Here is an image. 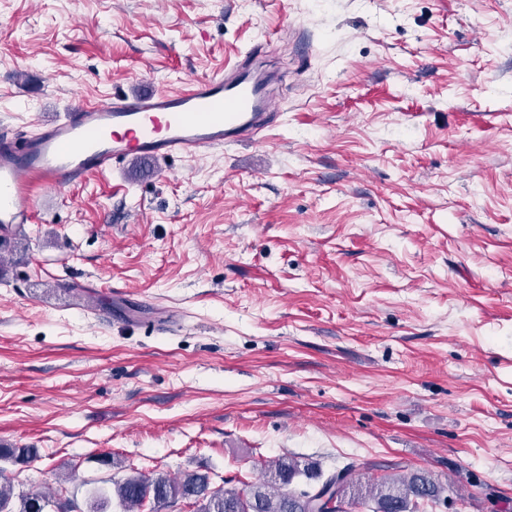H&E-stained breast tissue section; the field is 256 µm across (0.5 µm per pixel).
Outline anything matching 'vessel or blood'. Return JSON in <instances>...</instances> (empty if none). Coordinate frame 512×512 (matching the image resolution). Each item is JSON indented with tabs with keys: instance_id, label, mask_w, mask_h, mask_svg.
I'll return each instance as SVG.
<instances>
[{
	"instance_id": "vessel-or-blood-1",
	"label": "vessel or blood",
	"mask_w": 512,
	"mask_h": 512,
	"mask_svg": "<svg viewBox=\"0 0 512 512\" xmlns=\"http://www.w3.org/2000/svg\"><path fill=\"white\" fill-rule=\"evenodd\" d=\"M263 46L224 73L183 91L143 85L110 102H80L35 135L0 137V247L33 223V186L65 188L127 162L153 166L255 139L276 118L275 98L254 66Z\"/></svg>"
}]
</instances>
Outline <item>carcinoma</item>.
<instances>
[{
	"mask_svg": "<svg viewBox=\"0 0 512 512\" xmlns=\"http://www.w3.org/2000/svg\"><path fill=\"white\" fill-rule=\"evenodd\" d=\"M39 459L35 448L0 447V462L31 465ZM345 482L336 486V496L349 512H421L448 501L449 483L428 470L397 465L395 471L377 480L364 481L354 463L342 466ZM325 476L314 463L302 464L292 456H281L260 467L257 481L242 488L212 487L207 472L184 471L176 476L146 474L135 466L121 478L99 481L84 501L64 500L46 493H30L14 501L11 479L0 467V512H41L54 504L61 512H304L309 483Z\"/></svg>",
	"mask_w": 512,
	"mask_h": 512,
	"instance_id": "carcinoma-1",
	"label": "carcinoma"
}]
</instances>
